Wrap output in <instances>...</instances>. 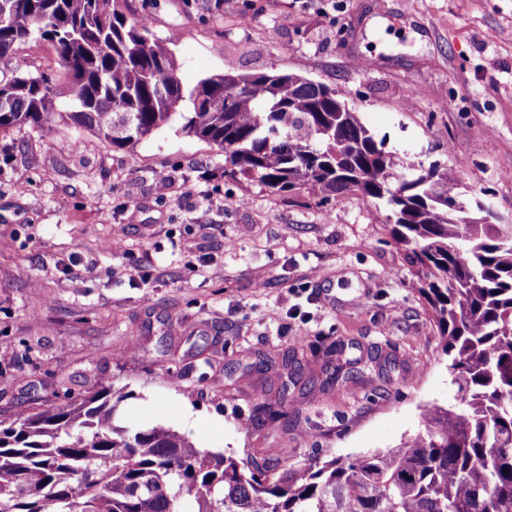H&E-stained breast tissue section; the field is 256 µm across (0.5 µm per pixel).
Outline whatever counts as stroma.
Wrapping results in <instances>:
<instances>
[{
  "instance_id": "stroma-1",
  "label": "stroma",
  "mask_w": 512,
  "mask_h": 512,
  "mask_svg": "<svg viewBox=\"0 0 512 512\" xmlns=\"http://www.w3.org/2000/svg\"><path fill=\"white\" fill-rule=\"evenodd\" d=\"M123 9L174 38L185 87L256 72L325 84L398 171L437 166L459 203L482 200L489 222L512 221V0ZM38 61L58 69L46 42L20 45L0 77ZM180 127L121 148L63 122L0 132V410L64 406L109 381L125 393V425L171 427L210 451L313 461L395 447L422 405L447 401L450 377L433 314L374 204L354 191L324 205L303 190L272 195L225 176L222 153ZM159 174L170 178L162 200ZM301 337L346 343L344 374L327 382L323 353L308 355L299 379L313 386L298 418L255 425L258 397L276 393Z\"/></svg>"
}]
</instances>
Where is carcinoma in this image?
I'll return each mask as SVG.
<instances>
[{"label":"carcinoma","instance_id":"obj_1","mask_svg":"<svg viewBox=\"0 0 512 512\" xmlns=\"http://www.w3.org/2000/svg\"><path fill=\"white\" fill-rule=\"evenodd\" d=\"M0 0V60L37 37L64 76L0 78V130L70 119L114 146L183 120L224 153V175L327 202L358 191L386 208L451 369L448 402L419 431L353 458L288 462L202 449L163 426L115 420L121 389L0 417V512H512V224L454 208L429 170L407 179L330 87L296 74H214L187 89L172 50L121 0ZM292 409L288 385L255 417Z\"/></svg>","mask_w":512,"mask_h":512}]
</instances>
